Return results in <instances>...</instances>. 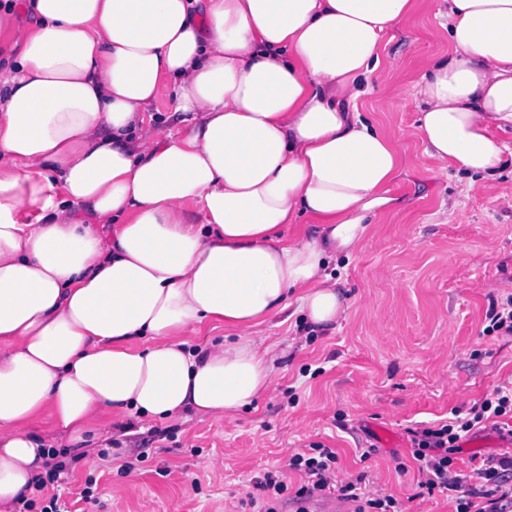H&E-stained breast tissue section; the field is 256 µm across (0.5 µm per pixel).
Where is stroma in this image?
<instances>
[{"label": "stroma", "instance_id": "35a3bbf8", "mask_svg": "<svg viewBox=\"0 0 512 512\" xmlns=\"http://www.w3.org/2000/svg\"><path fill=\"white\" fill-rule=\"evenodd\" d=\"M447 26L433 0H416L385 39L389 85L358 101L403 153L395 189L408 206L339 260L345 314L326 327L298 312L255 327L277 357L271 390L247 409L147 423L126 463L80 449L70 481L95 501L76 512H255L253 483L268 472L288 484L270 505L296 512L305 476L288 461L319 446L337 455V484L364 479L402 512H456V492L421 493L409 432L445 424L512 382V335L484 332L491 302L512 293V166L490 179L443 169L415 134L413 86L447 51Z\"/></svg>", "mask_w": 512, "mask_h": 512}]
</instances>
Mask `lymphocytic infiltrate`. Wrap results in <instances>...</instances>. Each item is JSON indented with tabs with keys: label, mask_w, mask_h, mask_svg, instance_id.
<instances>
[{
	"label": "lymphocytic infiltrate",
	"mask_w": 512,
	"mask_h": 512,
	"mask_svg": "<svg viewBox=\"0 0 512 512\" xmlns=\"http://www.w3.org/2000/svg\"><path fill=\"white\" fill-rule=\"evenodd\" d=\"M512 418V386L496 387L480 402L456 416L454 421L438 428L426 427L411 431L412 456L419 463L423 476L421 488L427 492L464 489L456 512H512V453L484 458L471 477H463L454 468V456L461 450L462 440L476 427L491 424L501 437L512 438V427L503 424ZM288 467L303 472L306 485L295 495L296 512H309L308 502L329 489L336 470V454L321 449L318 455L295 453ZM481 499V508H474V499Z\"/></svg>",
	"instance_id": "obj_1"
}]
</instances>
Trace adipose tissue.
<instances>
[{
  "mask_svg": "<svg viewBox=\"0 0 512 512\" xmlns=\"http://www.w3.org/2000/svg\"><path fill=\"white\" fill-rule=\"evenodd\" d=\"M448 51L416 83L440 166L490 177L512 129V0H444ZM0 14V512L48 449L214 419L272 386L252 328L346 307L330 260L401 209L403 159L357 101L415 0H25ZM182 127L138 129L165 82ZM315 225L288 239L289 224ZM221 326L230 339L191 348Z\"/></svg>",
  "mask_w": 512,
  "mask_h": 512,
  "instance_id": "obj_1",
  "label": "adipose tissue"
}]
</instances>
